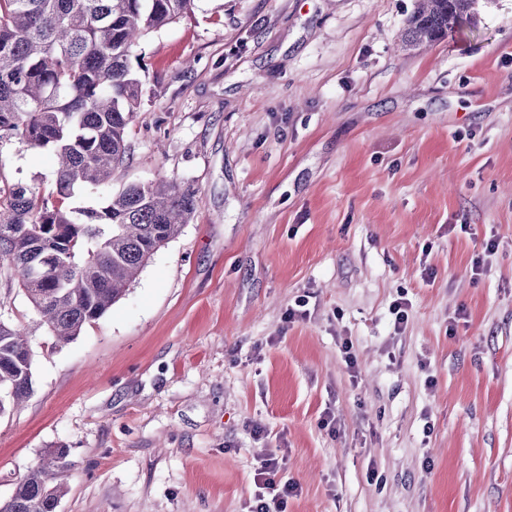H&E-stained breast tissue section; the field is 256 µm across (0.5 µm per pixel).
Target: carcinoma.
Listing matches in <instances>:
<instances>
[{
  "mask_svg": "<svg viewBox=\"0 0 512 512\" xmlns=\"http://www.w3.org/2000/svg\"><path fill=\"white\" fill-rule=\"evenodd\" d=\"M476 0H417L406 40L429 46L461 29ZM194 0H0V139L50 149L54 189L0 185V269L60 342L100 319L145 261L192 220L196 191L130 185L96 205L74 201L108 182L128 150L143 83L134 46ZM28 336L0 320V417L34 392ZM69 451L47 449L0 512H57Z\"/></svg>",
  "mask_w": 512,
  "mask_h": 512,
  "instance_id": "obj_1",
  "label": "carcinoma"
}]
</instances>
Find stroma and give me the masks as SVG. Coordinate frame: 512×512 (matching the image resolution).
I'll use <instances>...</instances> for the list:
<instances>
[{"instance_id":"stroma-1","label":"stroma","mask_w":512,"mask_h":512,"mask_svg":"<svg viewBox=\"0 0 512 512\" xmlns=\"http://www.w3.org/2000/svg\"><path fill=\"white\" fill-rule=\"evenodd\" d=\"M415 5L195 0L139 41L130 156L81 203L174 178L198 207L68 343L0 272L36 379L1 502L62 445L57 512H251L263 451L285 512H512V0L425 48ZM53 180L0 140V181Z\"/></svg>"}]
</instances>
